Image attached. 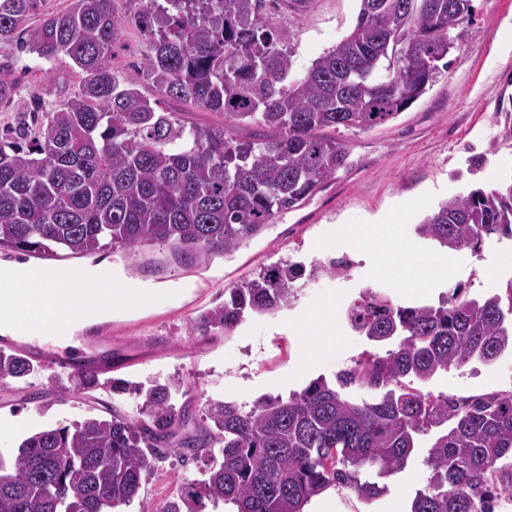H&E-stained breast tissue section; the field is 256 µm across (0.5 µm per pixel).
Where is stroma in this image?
Returning <instances> with one entry per match:
<instances>
[{
  "label": "stroma",
  "instance_id": "obj_1",
  "mask_svg": "<svg viewBox=\"0 0 512 512\" xmlns=\"http://www.w3.org/2000/svg\"><path fill=\"white\" fill-rule=\"evenodd\" d=\"M472 5L438 80L385 125L368 132L346 131L348 166L311 200L277 213L258 234L226 252H201L177 261L165 245L112 247L113 262L128 277L156 285L202 282L178 304L157 305L91 328L94 336L112 333L111 342L100 346L112 355V378L181 379L180 402L197 423L208 403L225 400L250 406L264 397L286 396L319 377L335 380L369 352V344L349 332L344 346L313 353L308 363L300 361L303 320L325 297L335 296L343 307L367 286L395 299L400 296L395 281L370 275L374 253L338 238L337 227L369 224L387 214L392 223L402 225L410 242L434 255L438 246L415 232L425 215L448 197L512 181V111L503 109L512 99V0H472ZM359 6V0H264L261 11L268 14L272 28L283 33L292 73L300 77L354 26ZM150 41L143 27L132 22L125 26L114 47V63L124 81H141L140 66ZM10 59L17 105L36 100L52 106L58 84L76 81L67 56L48 62L15 51ZM333 258L347 260L348 270L336 277L321 274L298 280L289 306L250 317L228 335L215 330L203 336L194 330L202 311L223 303L232 288L260 269L280 261L310 266ZM448 263L450 271L440 280L437 295L448 294L459 282L473 295L491 292L512 279V240L490 237L479 252H449ZM484 265L496 268L495 279H482ZM427 389L458 397L512 390V356L504 355L491 366L474 361L450 368ZM55 393L46 370L24 382H0V424L10 426L9 432L0 433L1 461L11 463L20 441L37 431L103 415L115 406L135 416L143 402L135 393L115 392L107 385L90 396L73 394L63 403L56 402ZM430 441V436H421L405 470L386 478L385 496L368 503L350 488H332L334 512H386L388 496L402 489L415 494L428 476L424 459ZM197 476L195 464L173 456L158 464L142 494L154 512H161L180 486Z\"/></svg>",
  "mask_w": 512,
  "mask_h": 512
}]
</instances>
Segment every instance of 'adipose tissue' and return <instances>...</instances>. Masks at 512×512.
<instances>
[{"label": "adipose tissue", "instance_id": "1", "mask_svg": "<svg viewBox=\"0 0 512 512\" xmlns=\"http://www.w3.org/2000/svg\"><path fill=\"white\" fill-rule=\"evenodd\" d=\"M344 238L377 255L374 275L397 278L406 295L423 296L445 274L441 257L422 259L394 225L343 227ZM187 288H161L128 279L109 259L77 268H33L17 260H0V334L51 342L64 348L72 337L97 323L143 310L160 299L176 303ZM336 301L327 299L304 322L303 351L336 348L344 339L336 326Z\"/></svg>", "mask_w": 512, "mask_h": 512}]
</instances>
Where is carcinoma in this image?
Segmentation results:
<instances>
[{"mask_svg":"<svg viewBox=\"0 0 512 512\" xmlns=\"http://www.w3.org/2000/svg\"><path fill=\"white\" fill-rule=\"evenodd\" d=\"M136 22L152 35L144 80L160 97L224 116L199 125L122 82L113 48L127 22L116 0H71L30 25L40 0H0V48L79 69L76 90L45 110L37 133L19 120L0 140V249L96 254L106 244H166L174 254L228 250L296 207L348 165L341 130L371 131L436 82L472 0H360L356 23L306 73L291 77L261 0H141ZM435 245L477 253L512 238V183L438 204L417 227ZM300 263L269 266L203 311L194 327L232 332L247 317L294 300ZM348 329L386 348L351 370L311 381L250 409L210 404L186 432L181 382L129 383L137 417L117 407L25 438L0 460V512H119L141 496L169 455L199 464L162 512H305L315 496L349 487L365 501L406 468L434 432L430 474L411 512H493L512 500V390L434 396L420 386L451 367L512 354V280L471 297L456 284L437 306L402 305L366 287L344 310ZM35 372L0 348V380ZM75 387L101 386L81 370Z\"/></svg>","mask_w":512,"mask_h":512,"instance_id":"1","label":"carcinoma"}]
</instances>
